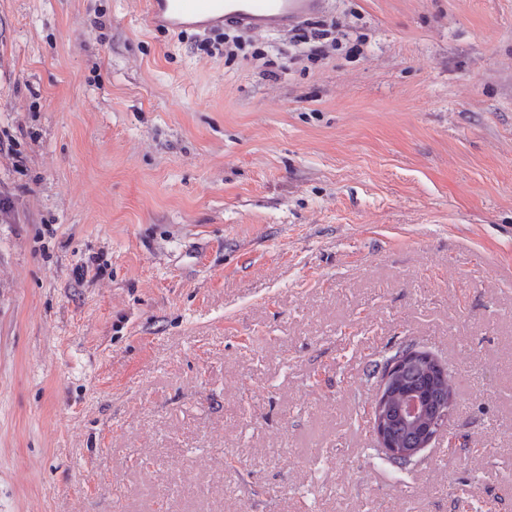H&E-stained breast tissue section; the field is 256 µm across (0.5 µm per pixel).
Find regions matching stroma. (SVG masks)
<instances>
[{
  "mask_svg": "<svg viewBox=\"0 0 512 512\" xmlns=\"http://www.w3.org/2000/svg\"><path fill=\"white\" fill-rule=\"evenodd\" d=\"M323 17L324 59L228 60L0 0V512H512V0ZM407 347L465 444L400 470L366 409Z\"/></svg>",
  "mask_w": 512,
  "mask_h": 512,
  "instance_id": "1",
  "label": "stroma"
}]
</instances>
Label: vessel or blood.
Instances as JSON below:
<instances>
[{
	"label": "vessel or blood",
	"instance_id": "1",
	"mask_svg": "<svg viewBox=\"0 0 512 512\" xmlns=\"http://www.w3.org/2000/svg\"><path fill=\"white\" fill-rule=\"evenodd\" d=\"M325 7V0H147V19L171 29L230 26L259 35L288 30Z\"/></svg>",
	"mask_w": 512,
	"mask_h": 512
}]
</instances>
